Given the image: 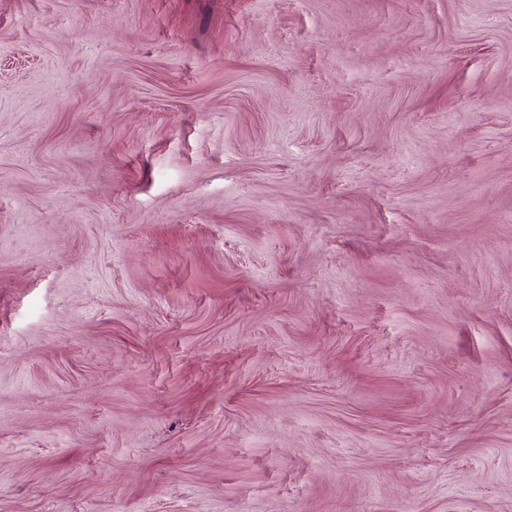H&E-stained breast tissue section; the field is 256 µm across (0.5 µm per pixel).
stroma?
Here are the masks:
<instances>
[{"mask_svg":"<svg viewBox=\"0 0 512 512\" xmlns=\"http://www.w3.org/2000/svg\"><path fill=\"white\" fill-rule=\"evenodd\" d=\"M0 512H512V0H0Z\"/></svg>","mask_w":512,"mask_h":512,"instance_id":"35a3bbf8","label":"stroma"}]
</instances>
